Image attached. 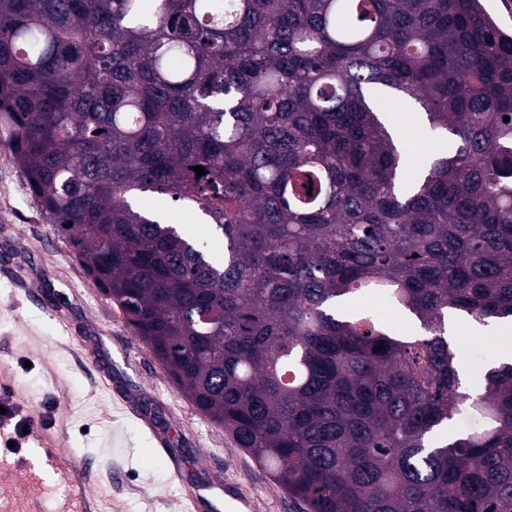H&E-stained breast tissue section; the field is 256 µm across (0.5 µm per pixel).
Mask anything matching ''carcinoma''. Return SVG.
Listing matches in <instances>:
<instances>
[{"label":"carcinoma","instance_id":"cac0c4a2","mask_svg":"<svg viewBox=\"0 0 512 512\" xmlns=\"http://www.w3.org/2000/svg\"><path fill=\"white\" fill-rule=\"evenodd\" d=\"M376 92L439 138L405 189ZM0 137L188 400L307 512H512V359L476 393L448 334L512 327V34L483 0H0ZM140 204L147 210L164 212L168 215L169 222L172 224H184L186 227L193 229L201 238L208 241L209 248L214 253L223 250V244L206 232L205 225L196 224L200 221L178 207L169 196L148 193L141 198Z\"/></svg>","mask_w":512,"mask_h":512}]
</instances>
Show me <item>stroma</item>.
I'll return each instance as SVG.
<instances>
[{
	"instance_id": "obj_1",
	"label": "stroma",
	"mask_w": 512,
	"mask_h": 512,
	"mask_svg": "<svg viewBox=\"0 0 512 512\" xmlns=\"http://www.w3.org/2000/svg\"><path fill=\"white\" fill-rule=\"evenodd\" d=\"M0 388L57 444L66 481L24 439L0 453V512H194L184 487L230 478L253 495L256 512H307L223 429L197 411L152 349L87 273L67 240L31 196L7 146L0 144ZM42 295L69 316L62 325L34 302ZM458 360L475 382L500 357L473 324L456 323ZM104 342V369L87 352ZM151 427H144L142 417ZM169 447L160 452L157 436ZM183 464L174 476L171 457Z\"/></svg>"
}]
</instances>
